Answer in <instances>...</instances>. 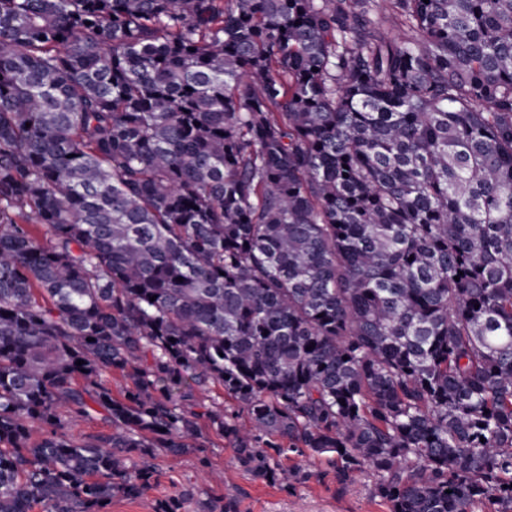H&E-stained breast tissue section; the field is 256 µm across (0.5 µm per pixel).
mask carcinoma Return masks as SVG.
Masks as SVG:
<instances>
[{
  "mask_svg": "<svg viewBox=\"0 0 512 512\" xmlns=\"http://www.w3.org/2000/svg\"><path fill=\"white\" fill-rule=\"evenodd\" d=\"M203 417L512 512V0H0V512L139 499ZM173 397L185 407L192 403H199L202 400H206V403L214 402L215 406L221 409H230L233 406L230 401L227 402V399H225L224 387L221 385L208 383L206 386H201L189 378L180 389L173 391Z\"/></svg>",
  "mask_w": 512,
  "mask_h": 512,
  "instance_id": "1",
  "label": "carcinoma"
}]
</instances>
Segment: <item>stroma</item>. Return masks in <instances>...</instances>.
<instances>
[{
    "label": "stroma",
    "instance_id": "35a3bbf8",
    "mask_svg": "<svg viewBox=\"0 0 512 512\" xmlns=\"http://www.w3.org/2000/svg\"><path fill=\"white\" fill-rule=\"evenodd\" d=\"M280 465L300 468L303 477L284 487L252 475L234 458L228 442L206 431L203 448L173 456L156 449L151 460L157 476L144 497L113 499L110 512H155L159 501L185 496V512H195L197 502L233 499L236 512H389L387 504L370 494L366 475L340 481L326 462L294 454L278 456Z\"/></svg>",
    "mask_w": 512,
    "mask_h": 512
}]
</instances>
